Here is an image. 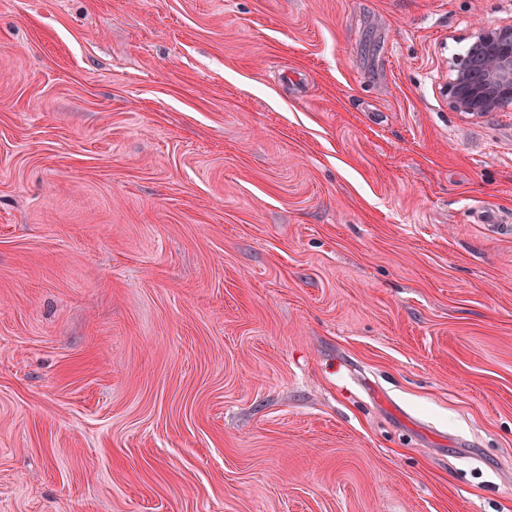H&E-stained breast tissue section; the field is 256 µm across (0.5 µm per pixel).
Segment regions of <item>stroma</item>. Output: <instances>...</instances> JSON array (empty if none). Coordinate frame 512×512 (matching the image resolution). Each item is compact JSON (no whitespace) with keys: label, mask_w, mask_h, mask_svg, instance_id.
Listing matches in <instances>:
<instances>
[{"label":"stroma","mask_w":512,"mask_h":512,"mask_svg":"<svg viewBox=\"0 0 512 512\" xmlns=\"http://www.w3.org/2000/svg\"><path fill=\"white\" fill-rule=\"evenodd\" d=\"M512 0H0V512H512ZM444 92L451 108L486 115L512 106V25L482 27L456 58Z\"/></svg>","instance_id":"35a3bbf8"}]
</instances>
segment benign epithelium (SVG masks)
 Segmentation results:
<instances>
[{
	"label": "benign epithelium",
	"instance_id": "benign-epithelium-1",
	"mask_svg": "<svg viewBox=\"0 0 512 512\" xmlns=\"http://www.w3.org/2000/svg\"><path fill=\"white\" fill-rule=\"evenodd\" d=\"M444 92L451 108L486 115L512 106V25L482 27L451 66Z\"/></svg>",
	"mask_w": 512,
	"mask_h": 512
}]
</instances>
